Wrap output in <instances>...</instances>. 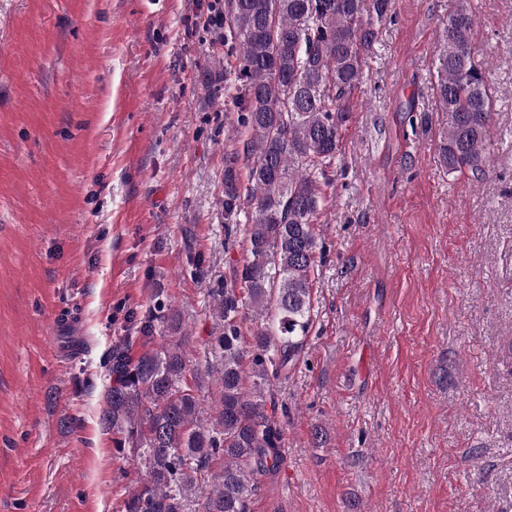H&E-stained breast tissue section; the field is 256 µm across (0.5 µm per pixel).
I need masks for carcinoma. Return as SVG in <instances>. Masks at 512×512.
I'll list each match as a JSON object with an SVG mask.
<instances>
[{
	"label": "carcinoma",
	"mask_w": 512,
	"mask_h": 512,
	"mask_svg": "<svg viewBox=\"0 0 512 512\" xmlns=\"http://www.w3.org/2000/svg\"><path fill=\"white\" fill-rule=\"evenodd\" d=\"M392 20V0L225 3L238 75L224 97L248 140L244 155L224 159L222 206L225 225L243 226L249 257L224 287L211 290L216 336L209 369L218 385L212 417H201L196 397L181 385L186 364L173 337L181 324L162 314V304L135 322L141 355H132L129 336L108 351L112 384L99 419L119 435V450L132 449L139 474L126 512H185L186 492L217 458L224 465L203 512H248L249 475L280 463L283 428L267 397L269 376L288 375L304 348L314 224L326 203L321 185L336 172L341 130L365 80L364 57ZM475 28L470 0H456L436 55L434 99L445 117L440 161L480 182L492 147L493 99L486 63L475 56Z\"/></svg>",
	"instance_id": "obj_1"
}]
</instances>
